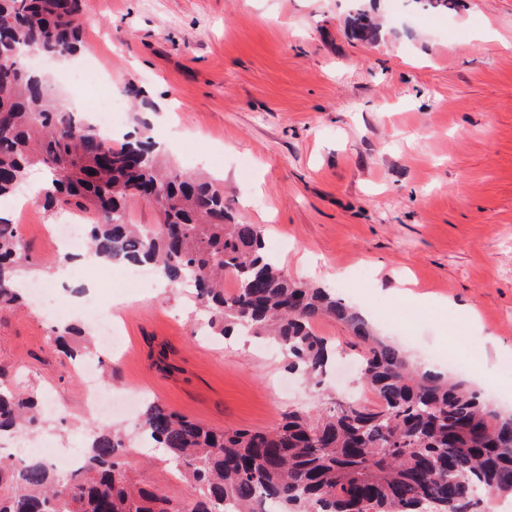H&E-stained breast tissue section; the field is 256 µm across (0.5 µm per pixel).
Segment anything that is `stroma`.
<instances>
[{
  "mask_svg": "<svg viewBox=\"0 0 512 512\" xmlns=\"http://www.w3.org/2000/svg\"><path fill=\"white\" fill-rule=\"evenodd\" d=\"M89 12L79 62L106 70L127 107L118 128L137 129L132 103L145 99L175 168L223 180L290 278L341 291L363 272L364 287L341 293L365 312L412 281L413 321L375 326L419 359L456 350L462 316L474 317L456 375L512 409L494 390L512 353V0L445 13L412 0H89ZM360 13L377 25L364 42L350 35ZM68 218L31 202L25 243L49 259L47 230ZM96 279L91 304H119L124 340L103 419L87 416L79 371L50 343L66 301L0 312V369L58 407L40 434L52 447L82 448L103 421L136 435L141 398L218 429L267 430L291 410L370 397L356 370L318 385L267 339L210 335L191 289L134 292L104 268ZM126 462L148 487L198 495L157 449Z\"/></svg>",
  "mask_w": 512,
  "mask_h": 512,
  "instance_id": "obj_1",
  "label": "stroma"
}]
</instances>
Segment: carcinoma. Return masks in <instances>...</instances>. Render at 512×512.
<instances>
[{
    "mask_svg": "<svg viewBox=\"0 0 512 512\" xmlns=\"http://www.w3.org/2000/svg\"><path fill=\"white\" fill-rule=\"evenodd\" d=\"M85 11L86 0H0V200L44 169L42 208L82 216L95 254L151 266L176 286L193 279L211 335L267 336L311 379L333 355L316 325L335 321L352 336L373 400L336 403L315 420L290 412L269 430H215L147 402L141 433L198 486L196 500L142 487L125 466V433L109 425L90 435L76 470L0 456V512H267V502L275 512H484L486 490L512 496V414L463 381L417 368L328 289L288 278L261 226L232 212L223 183L178 171L149 136L113 142L27 67L31 54L80 52ZM140 199L156 206L159 224L128 222L127 206ZM39 267L18 225L0 217L1 312L24 304L18 273ZM51 336L73 361L94 347L73 324ZM44 424L40 390L0 380V434L32 436Z\"/></svg>",
    "mask_w": 512,
    "mask_h": 512,
    "instance_id": "obj_1",
    "label": "carcinoma"
}]
</instances>
